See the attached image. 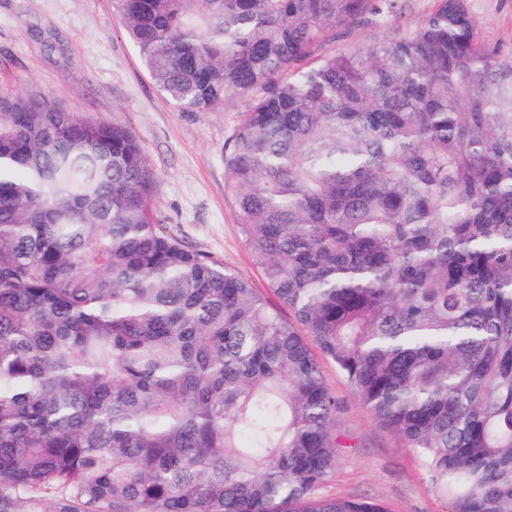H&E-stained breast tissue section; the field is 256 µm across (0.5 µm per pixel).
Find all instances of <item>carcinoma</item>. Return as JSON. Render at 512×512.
<instances>
[{"instance_id":"carcinoma-1","label":"carcinoma","mask_w":512,"mask_h":512,"mask_svg":"<svg viewBox=\"0 0 512 512\" xmlns=\"http://www.w3.org/2000/svg\"><path fill=\"white\" fill-rule=\"evenodd\" d=\"M182 112L241 98L224 191L283 319L161 232L130 128L0 91V512H388L321 489L317 355L451 512H512V55L469 0H113ZM401 13L388 20L382 28L370 24H360L352 28L343 37L336 36V41L327 45V49L342 50L352 45H358L374 37L389 34L394 30H408L417 27L437 7L438 0H404Z\"/></svg>"}]
</instances>
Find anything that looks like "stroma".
Instances as JSON below:
<instances>
[{
	"label": "stroma",
	"instance_id": "obj_1",
	"mask_svg": "<svg viewBox=\"0 0 512 512\" xmlns=\"http://www.w3.org/2000/svg\"><path fill=\"white\" fill-rule=\"evenodd\" d=\"M438 0H404L384 28L361 24L332 47L342 50L396 30L417 27ZM484 42L512 53V0H469ZM29 94L80 117L129 127L156 175L154 217L166 233L245 277L290 317L264 281L260 259L246 246L234 205L224 193V144L242 122V100L210 112H181L152 82L120 26L113 0H0V89ZM324 378L342 405L340 424L352 439L325 494L383 504L388 512H451L416 453L357 402L334 364Z\"/></svg>",
	"mask_w": 512,
	"mask_h": 512
}]
</instances>
